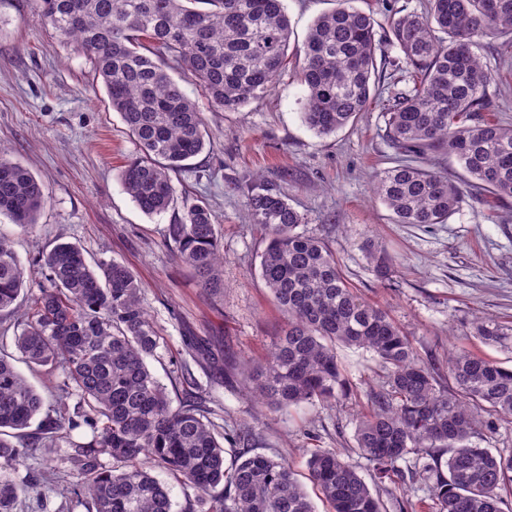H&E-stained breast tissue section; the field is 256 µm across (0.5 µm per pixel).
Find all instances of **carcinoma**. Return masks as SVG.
<instances>
[{"label": "carcinoma", "mask_w": 512, "mask_h": 512, "mask_svg": "<svg viewBox=\"0 0 512 512\" xmlns=\"http://www.w3.org/2000/svg\"><path fill=\"white\" fill-rule=\"evenodd\" d=\"M46 25L74 40L101 78L140 155L120 173L139 209L158 215L174 200L172 174L206 148L200 110L167 72L180 69L215 107L236 112L264 97L287 60L290 21L283 0H38ZM412 86L384 112L395 166L372 176L373 192L397 224H443L464 190L427 166L454 158L470 186L501 202L512 198V127L488 121L492 74L483 52L512 37V0H429L392 26ZM375 22L339 0L317 17L303 47L299 76L307 88L302 118L330 135L367 111L375 86ZM245 206L260 232L259 275L286 327L247 375L248 389L271 411L304 403L332 404L346 395L340 345L369 352L382 384L367 391L368 412L355 429L356 451L372 467L368 484L337 448H316L310 479L333 512H408L398 484L420 483L432 512H502L512 493V454L495 455L474 439L512 417V368L459 349L448 374L424 361L386 310L363 300L345 279L336 253L298 227L304 217L287 194L261 177L246 185ZM43 184L18 163L0 158V213L22 228L37 223ZM176 256L200 286L224 288V255L215 216L203 201L168 227ZM367 260L384 281L383 250ZM45 282L31 290L11 241L0 237V317L20 314L14 336L26 364L63 375L57 408L43 412L40 394L0 352V512H14L36 478V449L66 443L61 458L75 480L63 497L94 512H172L160 467L194 491L188 512H316L283 460L251 452L253 426L224 430L199 397L172 407L147 359L160 345L141 303V283L117 261L91 264L83 249L58 242L34 258ZM482 343L512 353V325L493 317L472 324ZM74 398V405L68 400ZM45 413L38 432L14 443L12 432ZM87 427L92 439L73 440ZM233 449L230 466L225 454ZM112 458V467L101 456ZM415 457L404 470L399 462ZM27 471L16 482L10 474Z\"/></svg>", "instance_id": "obj_1"}]
</instances>
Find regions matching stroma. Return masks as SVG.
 <instances>
[{"mask_svg": "<svg viewBox=\"0 0 512 512\" xmlns=\"http://www.w3.org/2000/svg\"><path fill=\"white\" fill-rule=\"evenodd\" d=\"M284 4L293 34L286 65L267 95L224 112L193 82H184L202 114L207 146L173 175L172 206L149 216L119 179L139 148L88 57L44 24L36 0H0V154L41 179L48 196L32 229L21 230L0 215V235L12 241L27 278L36 282L42 274L34 258L58 240L81 246L88 259L124 263L141 281L142 303L163 338L149 360L162 384L169 386L188 367L212 420L228 428L256 427L253 451L286 460L300 482L308 480L313 448L341 449L367 478L371 468L354 449V432L367 409L368 383L376 378L369 353L338 349L349 392L333 407L316 402L271 412L259 408L243 386V362L265 357L285 319L258 275L262 246L241 186L257 176L279 184L303 214V231L329 244L349 283L387 311L422 357L441 364L454 344L512 361L469 334L470 322L480 315L512 321V200L499 204L472 193L447 223L397 224L371 193V176L394 158L385 138L384 104L405 86L391 24L424 11L427 0H355L375 20L381 86L367 112L328 136L302 120L306 88L299 59L311 24L336 0ZM484 60L493 77L488 117L512 125V52L497 50ZM200 200L216 217L224 252V288L217 293L199 286L167 237L168 226ZM373 246L391 259L387 281H378L368 266L366 251ZM196 337L208 342L211 357L187 350ZM63 453L60 447L37 449L36 469L48 479L31 484L16 512H55L70 480Z\"/></svg>", "mask_w": 512, "mask_h": 512, "instance_id": "stroma-1", "label": "stroma"}]
</instances>
